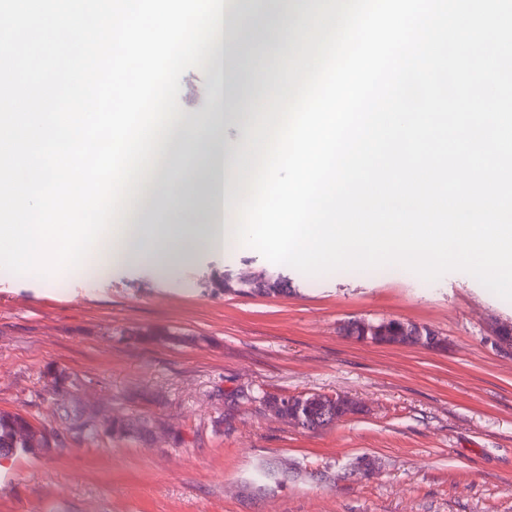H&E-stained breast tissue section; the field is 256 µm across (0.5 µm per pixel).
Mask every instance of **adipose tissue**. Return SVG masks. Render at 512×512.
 Here are the masks:
<instances>
[{"mask_svg": "<svg viewBox=\"0 0 512 512\" xmlns=\"http://www.w3.org/2000/svg\"><path fill=\"white\" fill-rule=\"evenodd\" d=\"M316 8L315 0H280L276 20L259 26L260 39L307 38L305 22ZM258 86L273 100H280L278 83L265 77L251 79L244 86L225 89V98L236 107L234 113L220 112L202 126L184 118L173 121L159 145L160 154L167 158L165 168H148L149 194L132 198L118 230L99 250L100 262H146L163 276L191 263L197 251L236 249L228 233L237 217L222 214L219 203L238 198L254 149L226 141L223 129L230 121L245 130L252 127V115L244 105ZM191 189L212 196V203L189 206L186 193Z\"/></svg>", "mask_w": 512, "mask_h": 512, "instance_id": "1", "label": "adipose tissue"}]
</instances>
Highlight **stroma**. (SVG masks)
I'll use <instances>...</instances> for the list:
<instances>
[{
	"mask_svg": "<svg viewBox=\"0 0 512 512\" xmlns=\"http://www.w3.org/2000/svg\"><path fill=\"white\" fill-rule=\"evenodd\" d=\"M215 76L180 80L179 114L205 122ZM267 271L285 296L217 282ZM400 319L444 337L438 351L345 336L354 319ZM512 301L471 275L427 281L396 267L310 276L254 249L198 251L158 276L137 264L45 281L0 269V410L56 423L62 401L148 422L147 438L72 439L0 461V512H512V356L491 330ZM341 395L357 412L307 430L269 397ZM374 460L371 477L352 463ZM297 465L283 486H250L261 462Z\"/></svg>",
	"mask_w": 512,
	"mask_h": 512,
	"instance_id": "35a3bbf8",
	"label": "stroma"
}]
</instances>
